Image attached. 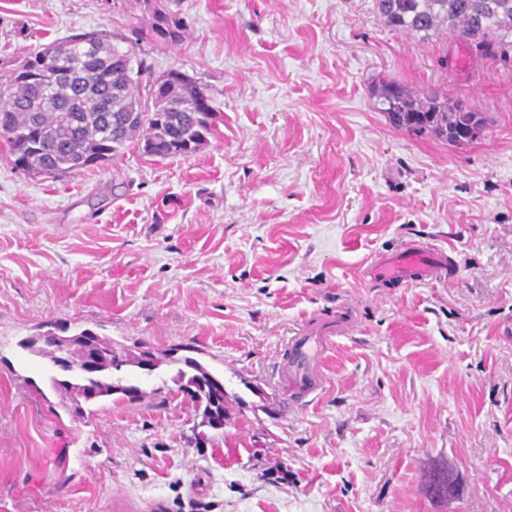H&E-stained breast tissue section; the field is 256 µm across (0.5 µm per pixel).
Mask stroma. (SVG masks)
<instances>
[{
    "mask_svg": "<svg viewBox=\"0 0 512 512\" xmlns=\"http://www.w3.org/2000/svg\"><path fill=\"white\" fill-rule=\"evenodd\" d=\"M168 7L185 37L132 42L139 83L204 89L203 149L50 178L0 140V512H512V58L391 30L375 0ZM147 22L138 0H0V62ZM388 80L488 125L460 146L398 129ZM416 245L450 267L370 278ZM315 323L322 387L295 399L290 342ZM86 328L194 348L224 378L223 432L199 440L167 364L128 369L141 401L72 416L19 343ZM438 462L445 503L422 490Z\"/></svg>",
    "mask_w": 512,
    "mask_h": 512,
    "instance_id": "35a3bbf8",
    "label": "stroma"
}]
</instances>
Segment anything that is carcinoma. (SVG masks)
I'll list each match as a JSON object with an SVG mask.
<instances>
[{
    "instance_id": "carcinoma-1",
    "label": "carcinoma",
    "mask_w": 512,
    "mask_h": 512,
    "mask_svg": "<svg viewBox=\"0 0 512 512\" xmlns=\"http://www.w3.org/2000/svg\"><path fill=\"white\" fill-rule=\"evenodd\" d=\"M138 2L150 16L152 39L182 41L181 18L167 9L159 11L151 0ZM375 5L386 26L422 42L442 33L461 41L473 33L475 39L463 41L478 57H504L512 51V0H375ZM61 43L66 53L55 60L32 51L0 68V139L9 147L14 169L57 177L108 161L131 145L154 157H186L215 135V110L203 88L185 74L171 71L161 76L146 102L133 77L143 63L133 64L131 52L114 45L112 35L77 33ZM380 99L390 122L409 133H429L462 145L475 140L471 130L486 128L484 114L465 102L413 95L394 81L384 82ZM87 345L100 359L95 373L75 371L71 380L51 379L69 401L68 410L82 415L89 405L142 400L120 376L133 365L134 354L106 336L83 329L69 337L37 336L20 342L54 366L64 354L82 358ZM163 362L179 364L174 378L179 390L195 389L189 399L199 425L213 412L224 415L223 379L192 356L175 358L165 351L158 358ZM455 484L448 467H437L425 492L435 486L449 491Z\"/></svg>"
}]
</instances>
